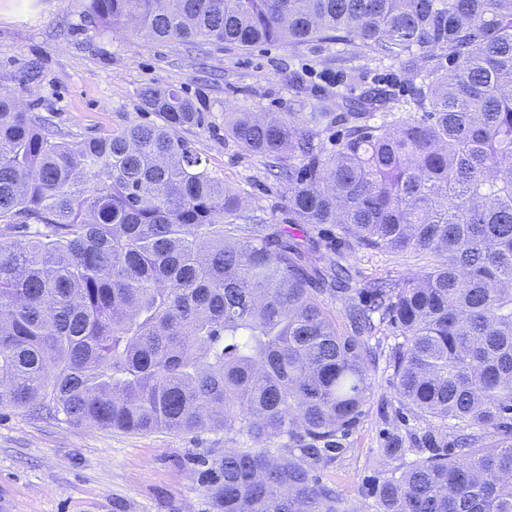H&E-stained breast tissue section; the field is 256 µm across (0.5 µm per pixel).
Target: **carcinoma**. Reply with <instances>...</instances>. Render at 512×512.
<instances>
[{"label":"carcinoma","mask_w":512,"mask_h":512,"mask_svg":"<svg viewBox=\"0 0 512 512\" xmlns=\"http://www.w3.org/2000/svg\"><path fill=\"white\" fill-rule=\"evenodd\" d=\"M97 25L252 47L332 39L417 71L418 118L372 125L348 104L328 153L293 112L225 129L291 183L298 224L361 247L429 253L421 274L322 309L298 248L233 224L240 199L179 132L203 124L173 88L79 142L0 96V408L127 433H224L203 462L213 512H347L315 471L362 415L379 323L421 448H387L376 512H512V0H86ZM449 53L446 67L442 54ZM301 165H295L297 159ZM465 430L448 448V432Z\"/></svg>","instance_id":"1"}]
</instances>
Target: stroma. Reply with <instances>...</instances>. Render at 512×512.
Wrapping results in <instances>:
<instances>
[{
    "instance_id": "35a3bbf8",
    "label": "stroma",
    "mask_w": 512,
    "mask_h": 512,
    "mask_svg": "<svg viewBox=\"0 0 512 512\" xmlns=\"http://www.w3.org/2000/svg\"><path fill=\"white\" fill-rule=\"evenodd\" d=\"M418 82L398 61L336 40L247 50L200 39L155 41L89 24L84 0H0V94L14 96L72 142L133 121L157 122L141 107L145 86L174 88L192 99L204 123L181 136L212 176L240 195L248 223L271 225L275 244L298 246L314 279L328 277L338 263L347 269L350 292L320 296L345 334L351 331L346 309L360 291L376 280L416 276L433 265V256L370 250L336 225L296 223L288 182L275 181L264 157L238 146L224 129V115L296 113L331 152L345 125L317 124L320 113L342 112L345 101L381 87L393 95L392 112L413 118L409 101ZM395 342L387 328L369 338L375 357L363 413L342 441L344 454L317 471L351 512H375L369 487L389 469L384 449L411 447L423 428L398 402L389 366ZM223 451L220 433L104 431L0 408V512H211L197 462Z\"/></svg>"
}]
</instances>
